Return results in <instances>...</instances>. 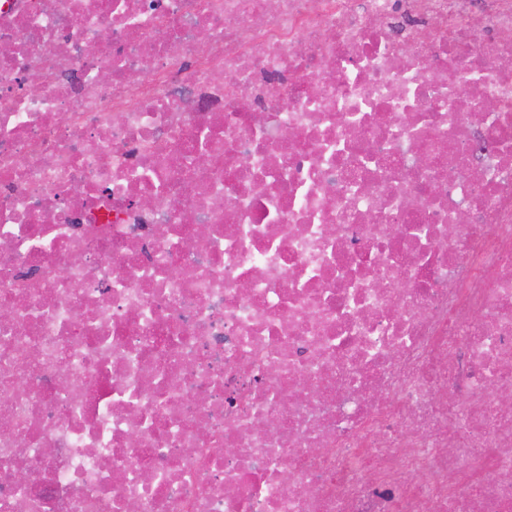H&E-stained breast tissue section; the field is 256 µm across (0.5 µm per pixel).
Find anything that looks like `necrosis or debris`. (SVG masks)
I'll use <instances>...</instances> for the list:
<instances>
[{"mask_svg": "<svg viewBox=\"0 0 512 512\" xmlns=\"http://www.w3.org/2000/svg\"><path fill=\"white\" fill-rule=\"evenodd\" d=\"M0 308V512H512V0H0Z\"/></svg>", "mask_w": 512, "mask_h": 512, "instance_id": "4bbe7bcc", "label": "necrosis or debris"}]
</instances>
